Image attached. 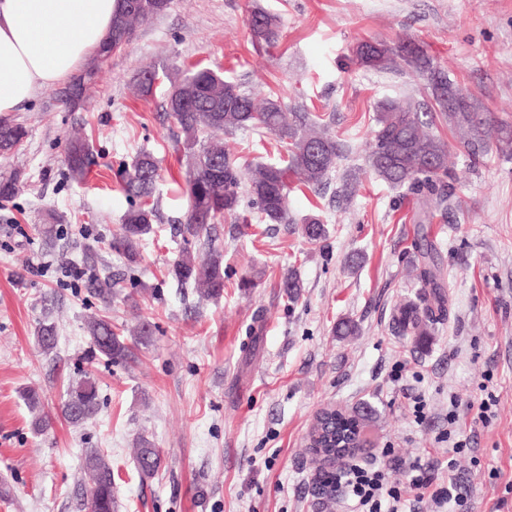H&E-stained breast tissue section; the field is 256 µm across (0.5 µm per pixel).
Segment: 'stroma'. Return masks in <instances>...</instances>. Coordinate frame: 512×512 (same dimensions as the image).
<instances>
[{
    "label": "stroma",
    "instance_id": "obj_1",
    "mask_svg": "<svg viewBox=\"0 0 512 512\" xmlns=\"http://www.w3.org/2000/svg\"><path fill=\"white\" fill-rule=\"evenodd\" d=\"M257 8L279 16L277 47L256 46L248 20ZM405 37L486 111L512 122V0H170L101 65L81 108H67L50 88L12 114L26 136L0 156V176H20L17 196L0 202V512H86L89 448L112 466L116 512H340L306 436L321 408L364 402L377 417L358 460L382 462L392 443L395 481H404V463L418 460L437 482L463 483L471 512H512V157L492 147L471 162L455 131L440 124L464 207L414 223L411 198L369 172L366 151L378 100L405 93L423 101L428 92L411 71L369 70L351 53L361 41L393 45ZM198 67L244 83L256 97L277 92L287 106H306L344 146L327 186L291 190L293 223L268 224L252 213L247 223L216 225L229 273L217 299L178 288L170 275L184 249L205 252L178 231L188 208L179 188L185 163L181 132L164 106L171 80ZM146 70L159 80L141 96ZM76 131L94 159L82 182L66 177L65 142ZM224 141L256 163L282 157L269 133L242 129ZM142 150L159 164L157 217L131 273L108 241L128 208L123 166ZM351 172L358 182L346 199L341 187ZM313 212L328 228L318 243L300 224ZM45 224L52 237L42 234ZM425 238L435 245L446 313L419 345L394 332L392 315L421 293L412 267ZM291 270L302 283L292 303L280 288ZM104 271L145 285L134 303L120 295L112 302V323L124 336L140 321L153 325L125 363L88 358L84 321L99 304L81 280ZM244 277L254 287H241ZM46 318L59 336L49 355L34 338ZM341 319L356 323V335H337ZM87 372L106 405L95 421L74 426L57 407ZM488 376L499 404L485 425L469 405ZM30 388L51 418L42 433L33 431L23 398ZM417 394L430 404L421 426L408 401ZM452 398L471 451L450 470L439 435ZM140 436L162 455L146 480L135 464ZM479 466L499 478H480Z\"/></svg>",
    "mask_w": 512,
    "mask_h": 512
}]
</instances>
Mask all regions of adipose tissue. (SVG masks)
<instances>
[{
  "label": "adipose tissue",
  "mask_w": 512,
  "mask_h": 512,
  "mask_svg": "<svg viewBox=\"0 0 512 512\" xmlns=\"http://www.w3.org/2000/svg\"><path fill=\"white\" fill-rule=\"evenodd\" d=\"M118 0H0V116L75 73L111 30ZM78 28H71V21Z\"/></svg>",
  "instance_id": "adipose-tissue-1"
}]
</instances>
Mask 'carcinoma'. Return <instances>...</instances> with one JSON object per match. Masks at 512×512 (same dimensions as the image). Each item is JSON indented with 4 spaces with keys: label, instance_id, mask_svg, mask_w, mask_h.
Masks as SVG:
<instances>
[{
    "label": "carcinoma",
    "instance_id": "obj_1",
    "mask_svg": "<svg viewBox=\"0 0 512 512\" xmlns=\"http://www.w3.org/2000/svg\"><path fill=\"white\" fill-rule=\"evenodd\" d=\"M134 0H120L116 19L125 20L129 34L134 25L156 17L152 11L133 12ZM250 25L255 40L274 46L280 39L277 15L264 10L252 12ZM353 60L362 67L392 70L405 66L416 73L429 90L430 103L412 95L384 98L375 103L377 129L367 157V165L383 182L405 191L415 202L414 221L424 224L435 215L454 193L447 188L448 145L434 133L437 121L460 133L465 152L472 158L487 151L489 139L495 138L496 150L512 156V124L494 119L483 110L481 102L456 85L448 71L441 68L412 39L389 46L366 41L353 51ZM167 115L183 134L182 153L186 159V194L189 200L180 233L185 242L195 241L205 248L196 259L184 251L174 261L171 275L183 288L192 289L202 298H216L224 293V249L217 244L214 225L226 218L247 221L241 217L243 198L248 208L268 224H292L286 205L290 184L307 187L324 186L330 180L341 157V146L326 130L321 119L302 108H288L277 97L257 104L250 92L211 69H199L173 83L165 100ZM266 130L274 134L285 152L278 163L259 164L247 186L241 185V168L250 162L230 156L224 143L207 137V132L222 130L233 133L240 129ZM23 127L0 121V147L9 154L23 141ZM68 175L83 179L91 163L89 144L82 139L70 140L65 148ZM158 166L154 157L139 153L127 173L126 191L129 207L122 224L112 234L110 248L122 255L134 270L142 261V242L153 232L156 209L148 200L154 196ZM19 176L0 179V201H10L19 191ZM303 232L314 242L328 234L326 225L316 213L303 219ZM416 277L428 294L419 300H408L392 316L394 331L400 336L424 339L434 331L445 313L440 269L431 264L429 252L421 251L415 266ZM119 281L109 274H94L84 282L88 295L103 307L112 305L114 289ZM280 287L290 300L298 298L302 284L295 271L288 272ZM92 354L112 363L131 357L132 349L152 335L153 325L146 321L134 340L117 334L107 316L91 317L85 322ZM42 353H53L58 346L57 327L46 318L35 330ZM103 404L96 379L84 374L83 379L67 389L60 414L74 425L96 418ZM376 410L368 403L352 410L338 409V423L366 428ZM135 459L143 479L152 477L161 458L154 444L145 437L136 440ZM84 474L88 485L89 512H115V481L112 467L97 449L85 454Z\"/></svg>",
    "mask_w": 512,
    "mask_h": 512
}]
</instances>
